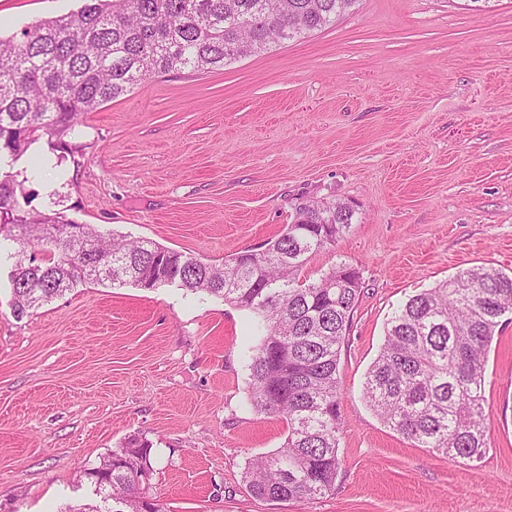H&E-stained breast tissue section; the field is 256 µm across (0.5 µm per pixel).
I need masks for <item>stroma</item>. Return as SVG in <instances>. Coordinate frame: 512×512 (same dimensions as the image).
<instances>
[{
  "mask_svg": "<svg viewBox=\"0 0 512 512\" xmlns=\"http://www.w3.org/2000/svg\"><path fill=\"white\" fill-rule=\"evenodd\" d=\"M82 0H0V35ZM79 150L15 169L37 209L193 256L259 251L306 200L355 210L298 275L362 289L338 365L341 468L326 497L245 481L283 417L248 401L257 319L174 286H81L16 318L0 247V512L96 502L84 469L137 435L163 512H512V318L488 353L490 451L456 462L387 427L364 382L394 307L459 270L512 273V0H358L325 29L207 74L151 77L85 115Z\"/></svg>",
  "mask_w": 512,
  "mask_h": 512,
  "instance_id": "stroma-1",
  "label": "stroma"
}]
</instances>
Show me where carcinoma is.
Instances as JSON below:
<instances>
[{
  "instance_id": "carcinoma-1",
  "label": "carcinoma",
  "mask_w": 512,
  "mask_h": 512,
  "mask_svg": "<svg viewBox=\"0 0 512 512\" xmlns=\"http://www.w3.org/2000/svg\"><path fill=\"white\" fill-rule=\"evenodd\" d=\"M357 0H85L77 11L0 38V163L13 167L42 138L73 154L80 116L145 79L208 73L322 30ZM4 166V167H6ZM0 166V239L16 243L9 278L21 319L88 283L175 285L247 310L263 323L249 355V400L286 420L277 452L249 465V490L266 500L305 501L335 487L340 468L339 353L361 294V277L342 264L311 283L298 273L310 256L351 227L355 211L337 200L299 208L294 223L262 252L220 263L142 239L128 242L78 225L94 250L77 252L73 225L29 207ZM40 247L49 256L33 262ZM512 314V274L472 266L408 298L387 319L367 371L364 397L379 419L422 448L475 462L489 451L485 430L488 351L501 318ZM150 443L139 437L108 453L80 480L112 495V512H162L144 501Z\"/></svg>"
}]
</instances>
